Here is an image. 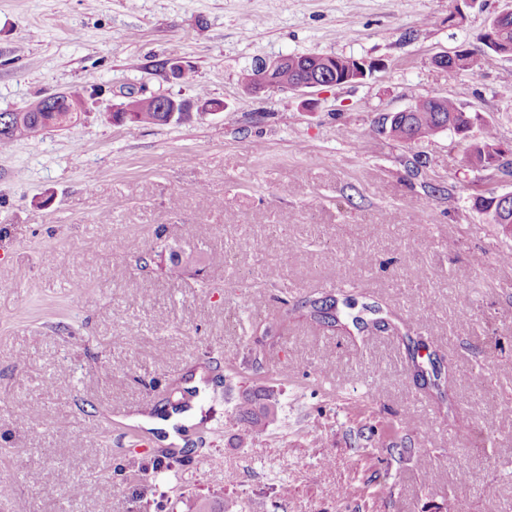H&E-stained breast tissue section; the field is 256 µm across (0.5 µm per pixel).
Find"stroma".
Here are the masks:
<instances>
[{
  "label": "stroma",
  "mask_w": 512,
  "mask_h": 512,
  "mask_svg": "<svg viewBox=\"0 0 512 512\" xmlns=\"http://www.w3.org/2000/svg\"><path fill=\"white\" fill-rule=\"evenodd\" d=\"M502 5L474 0L456 25L455 0H0V112L64 91L87 102L75 124L0 151V512H155L162 497L195 512L261 495L268 512H512V232L480 205L512 175L472 168L453 133L407 143L376 129L380 113L450 97L493 123L512 163V60L488 57L477 76L432 63L476 45ZM286 54L373 71L310 109L287 90L244 93L256 61ZM130 90L224 109L112 123ZM245 236L254 248L235 253ZM273 238L293 245L275 282L262 275L279 262ZM218 251L234 261H210ZM344 294L392 330L362 339L280 318L283 297ZM269 323L279 342L255 346ZM414 351L455 371L446 396L408 376ZM477 364L491 385L469 377ZM232 368L279 400L249 443L224 397ZM189 388L201 417L177 474L154 475L162 434L137 419L168 417ZM366 421L415 454L359 448ZM382 480L392 501L363 498Z\"/></svg>",
  "instance_id": "1"
}]
</instances>
